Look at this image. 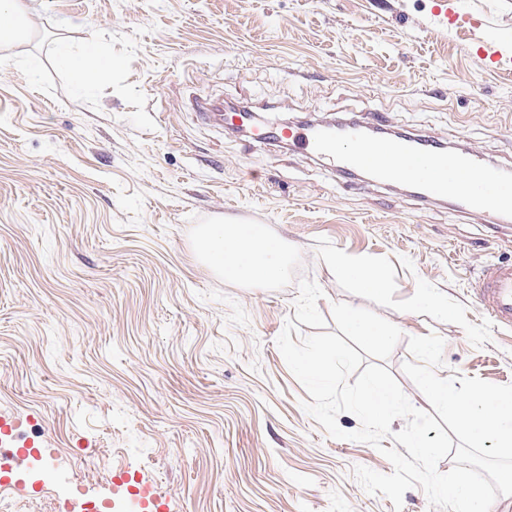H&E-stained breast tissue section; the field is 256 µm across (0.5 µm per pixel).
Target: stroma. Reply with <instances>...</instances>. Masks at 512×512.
<instances>
[{
	"label": "stroma",
	"mask_w": 512,
	"mask_h": 512,
	"mask_svg": "<svg viewBox=\"0 0 512 512\" xmlns=\"http://www.w3.org/2000/svg\"><path fill=\"white\" fill-rule=\"evenodd\" d=\"M443 0H29L28 39L0 46V443L47 449L14 512H50L106 472H136L168 512H433L367 493L353 470L393 471L381 448L331 438L276 340L331 332L365 363L404 373L408 339L445 342L439 377L512 384V329L478 311L471 284L512 257V228L407 186L329 170L199 112L221 99L266 124L364 119L474 150L512 170V63L473 46L512 36V0H458L479 19L444 26ZM95 44L109 81L82 90L57 47ZM261 224L288 271L242 285L196 255L203 224ZM381 269L359 292L324 257ZM448 304H417L420 292ZM356 310L389 325L351 335ZM348 325L353 334L374 342L384 341L390 336V332L386 328L376 322L360 318L354 313L349 314Z\"/></svg>",
	"instance_id": "1"
}]
</instances>
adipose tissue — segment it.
I'll list each match as a JSON object with an SVG mask.
<instances>
[{
    "label": "adipose tissue",
    "mask_w": 512,
    "mask_h": 512,
    "mask_svg": "<svg viewBox=\"0 0 512 512\" xmlns=\"http://www.w3.org/2000/svg\"><path fill=\"white\" fill-rule=\"evenodd\" d=\"M60 55L79 79L81 87L105 82L112 73L111 56L92 46L77 50L61 46ZM199 257L225 279L239 284H269L280 279L288 266L282 239L259 224H205L196 235Z\"/></svg>",
    "instance_id": "ef3b65f1"
}]
</instances>
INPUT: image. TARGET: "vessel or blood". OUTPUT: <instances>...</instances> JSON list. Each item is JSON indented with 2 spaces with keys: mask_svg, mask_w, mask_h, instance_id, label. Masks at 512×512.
<instances>
[{
  "mask_svg": "<svg viewBox=\"0 0 512 512\" xmlns=\"http://www.w3.org/2000/svg\"><path fill=\"white\" fill-rule=\"evenodd\" d=\"M376 119L333 127L313 122L257 129V138L284 140L296 151L318 155L349 174L369 173L379 183L405 184L429 199L451 200L473 213L512 214V177L470 151H453L423 136L373 138ZM483 314L512 328V260L486 266L473 287ZM29 447L0 448V487L21 489L20 467Z\"/></svg>",
  "mask_w": 512,
  "mask_h": 512,
  "instance_id": "vessel-or-blood-1",
  "label": "vessel or blood"
}]
</instances>
